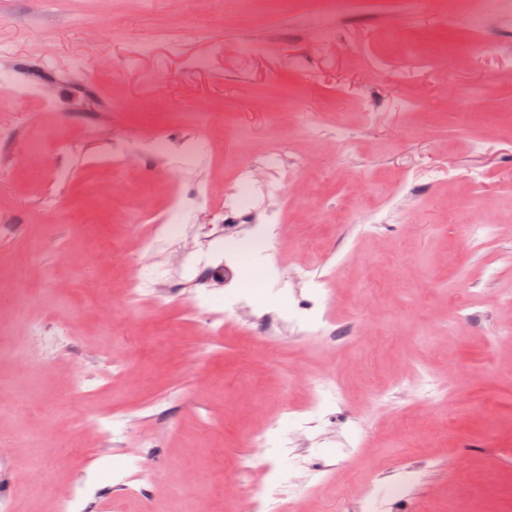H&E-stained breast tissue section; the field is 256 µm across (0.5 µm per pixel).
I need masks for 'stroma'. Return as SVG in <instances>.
<instances>
[{"mask_svg":"<svg viewBox=\"0 0 512 512\" xmlns=\"http://www.w3.org/2000/svg\"><path fill=\"white\" fill-rule=\"evenodd\" d=\"M321 2L253 0L244 20L241 0H0L12 48L0 76L13 83L0 89V512H48L84 472L92 512H105L128 449L146 467L124 512H168L175 494L183 512H224L245 456L251 490L286 479L294 512H351L364 486L409 470L419 481L375 512H421L462 480L455 506L482 488L488 512L512 505V12L476 33L456 0L410 15L361 0L327 42ZM399 38L446 67L424 72ZM480 38L495 51L475 54ZM24 84L39 97L16 95ZM283 100L317 111L318 134L289 126ZM283 135L288 156L263 175L280 194L225 230L240 168ZM155 136L208 152L179 175L151 156L109 163L107 142ZM296 155L310 161L299 186ZM173 189L196 197L184 240L142 246ZM274 210L277 242L254 258L239 243ZM470 224L494 230L472 239ZM189 243L212 255L202 302L242 296L284 327L249 335L244 313L215 333L185 289L166 309H128L123 284L182 276ZM299 265L325 278L319 310L345 340L289 328L311 289L279 300L251 285ZM62 317L69 345L22 334ZM110 362L126 377L71 393L74 376L100 378ZM94 409L119 415L123 442L95 438ZM268 422L275 455L253 442Z\"/></svg>","mask_w":512,"mask_h":512,"instance_id":"35a3bbf8","label":"stroma"}]
</instances>
